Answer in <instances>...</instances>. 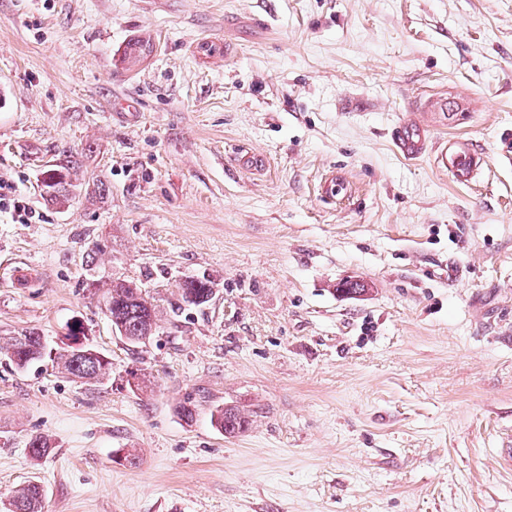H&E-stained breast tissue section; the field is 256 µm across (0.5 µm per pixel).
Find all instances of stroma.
I'll list each match as a JSON object with an SVG mask.
<instances>
[{
	"mask_svg": "<svg viewBox=\"0 0 512 512\" xmlns=\"http://www.w3.org/2000/svg\"><path fill=\"white\" fill-rule=\"evenodd\" d=\"M439 146L482 164L459 179ZM509 154L512 0H0V183L40 214L0 211V336L77 320L112 363L0 354V504L34 482L42 512H512ZM116 278L155 299L146 345L88 288ZM396 130V144L405 156L418 157L425 151L426 141L419 129L404 125ZM44 172L42 183L50 200L62 203L68 199L70 187V172L68 164H54ZM214 281L210 278H192L184 280L179 286V302L171 308L174 319L180 317L186 307H199L211 299L214 292ZM212 423L225 436L233 437L245 430L248 420L238 407L224 406L212 413Z\"/></svg>",
	"mask_w": 512,
	"mask_h": 512,
	"instance_id": "stroma-1",
	"label": "stroma"
}]
</instances>
